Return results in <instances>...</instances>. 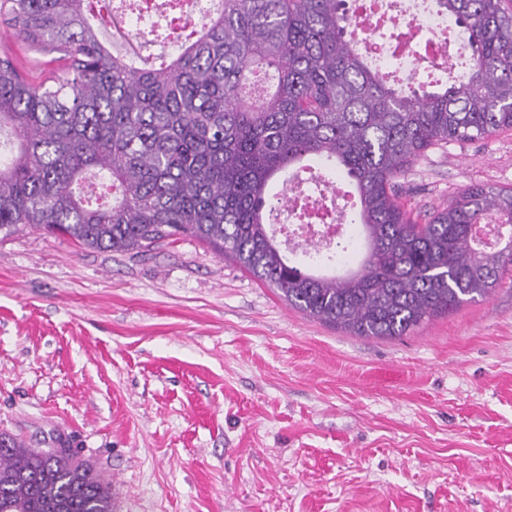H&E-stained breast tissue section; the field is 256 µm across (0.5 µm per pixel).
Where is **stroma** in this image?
Listing matches in <instances>:
<instances>
[{"label":"stroma","mask_w":512,"mask_h":512,"mask_svg":"<svg viewBox=\"0 0 512 512\" xmlns=\"http://www.w3.org/2000/svg\"><path fill=\"white\" fill-rule=\"evenodd\" d=\"M53 57L0 14V55ZM427 216L512 187V130L398 180ZM69 446L115 512H512V274L394 338L288 306L190 237L142 255L0 239V433Z\"/></svg>","instance_id":"35a3bbf8"}]
</instances>
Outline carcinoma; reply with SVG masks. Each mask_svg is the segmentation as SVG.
<instances>
[{
	"label": "carcinoma",
	"mask_w": 512,
	"mask_h": 512,
	"mask_svg": "<svg viewBox=\"0 0 512 512\" xmlns=\"http://www.w3.org/2000/svg\"><path fill=\"white\" fill-rule=\"evenodd\" d=\"M469 34L450 85L384 75L351 30L348 0H219L169 61L137 67L100 41L87 0H6L27 43L55 53L46 78L0 57V236L29 226L81 247L145 253L190 236L355 336H403L489 296L512 272V237L472 245L493 214L512 226V188L471 186L420 224L396 181L428 149L512 130V9L432 0ZM306 159L353 185L365 252L328 276L281 249L269 189ZM119 192L92 205L102 176ZM0 512H112V487L71 448L0 434Z\"/></svg>",
	"instance_id": "1"
}]
</instances>
